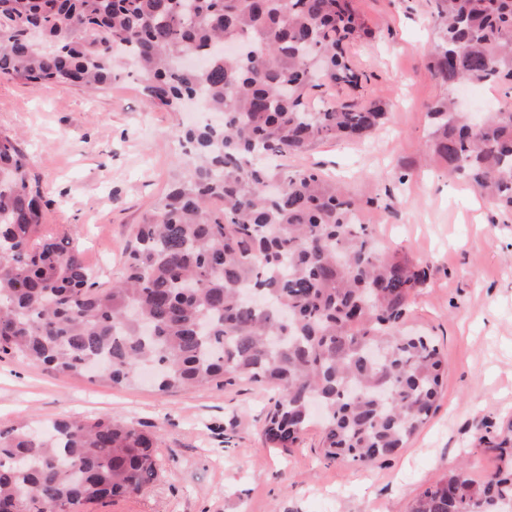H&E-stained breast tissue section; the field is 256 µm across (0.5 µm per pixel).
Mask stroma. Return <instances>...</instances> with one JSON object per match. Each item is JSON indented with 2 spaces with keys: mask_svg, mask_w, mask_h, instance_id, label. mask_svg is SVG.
<instances>
[{
  "mask_svg": "<svg viewBox=\"0 0 512 512\" xmlns=\"http://www.w3.org/2000/svg\"><path fill=\"white\" fill-rule=\"evenodd\" d=\"M352 5L369 34L347 52L369 80L354 91L322 88L311 103L376 102L389 118L367 136L320 142L278 163L315 169L365 199L362 216L381 247L428 265L408 324L435 336L448 363L435 411L405 448L362 467L326 460L316 426L291 448L268 443L271 392L257 384L163 393L0 357V430L109 417L154 435L158 479L93 512H410L458 459L469 458L477 480L499 466L491 441L512 419V215L425 160L427 107L448 93L427 69L438 33L431 0ZM190 121L148 109L133 74L95 93L0 77V132L19 137L41 186L43 230L76 247L102 288L122 276L134 225L176 172L173 132Z\"/></svg>",
  "mask_w": 512,
  "mask_h": 512,
  "instance_id": "35a3bbf8",
  "label": "stroma"
}]
</instances>
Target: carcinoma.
I'll list each match as a JSON object with an SVG mask.
<instances>
[{
	"label": "carcinoma",
	"instance_id": "cac0c4a2",
	"mask_svg": "<svg viewBox=\"0 0 512 512\" xmlns=\"http://www.w3.org/2000/svg\"><path fill=\"white\" fill-rule=\"evenodd\" d=\"M350 2L0 0L1 77L104 89L131 65L149 108L193 96L222 115L177 131L191 162L104 290L77 249L41 233L40 185L19 142L0 134V354L69 375L100 363L115 385L149 371L163 392L264 384L267 439L293 445L318 402L331 461L369 465L405 447L444 374L434 338L405 328L426 270L353 223L361 202L342 187L261 163L384 118L375 104L308 105L315 89L359 86L345 44L365 28ZM434 14L429 68L448 91L512 83V0H434ZM188 52L194 70L182 66ZM428 116L431 157L512 214V112L476 121L448 97ZM153 448L144 431L102 418L0 431V512H84L139 493L158 476ZM494 448L495 472L476 482L457 465L411 512H505L512 422Z\"/></svg>",
	"mask_w": 512,
	"mask_h": 512
}]
</instances>
